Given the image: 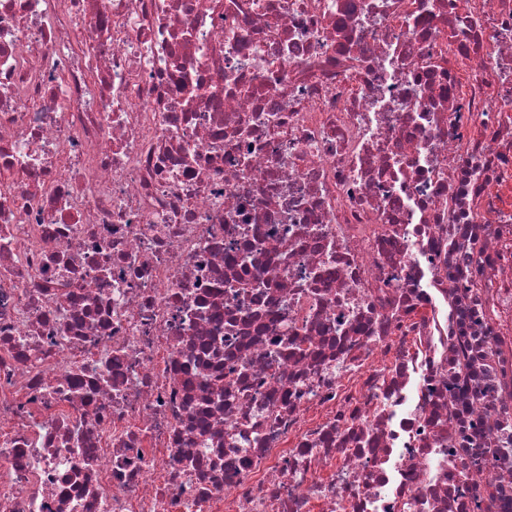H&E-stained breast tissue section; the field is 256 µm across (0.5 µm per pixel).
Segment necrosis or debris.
Returning <instances> with one entry per match:
<instances>
[{
	"label": "necrosis or debris",
	"mask_w": 512,
	"mask_h": 512,
	"mask_svg": "<svg viewBox=\"0 0 512 512\" xmlns=\"http://www.w3.org/2000/svg\"><path fill=\"white\" fill-rule=\"evenodd\" d=\"M0 512H512V0H0Z\"/></svg>",
	"instance_id": "obj_1"
}]
</instances>
